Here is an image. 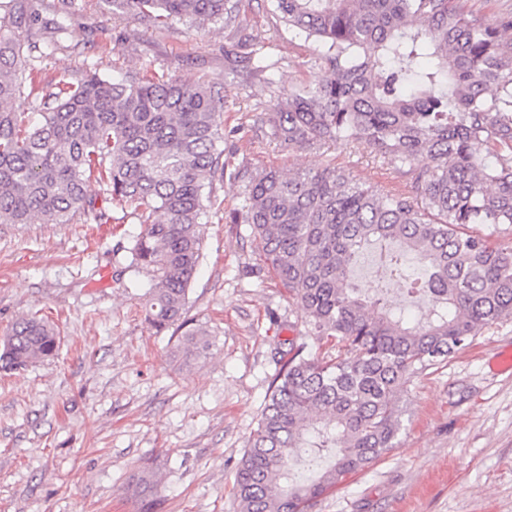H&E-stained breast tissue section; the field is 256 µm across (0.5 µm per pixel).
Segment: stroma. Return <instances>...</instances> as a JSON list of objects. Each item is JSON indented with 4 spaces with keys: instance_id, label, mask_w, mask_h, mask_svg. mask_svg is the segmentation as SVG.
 <instances>
[{
    "instance_id": "1",
    "label": "stroma",
    "mask_w": 512,
    "mask_h": 512,
    "mask_svg": "<svg viewBox=\"0 0 512 512\" xmlns=\"http://www.w3.org/2000/svg\"><path fill=\"white\" fill-rule=\"evenodd\" d=\"M240 19L265 43L266 79L229 74L222 26H147L97 0H76L60 49L41 65L45 84L148 70L221 91L224 179L212 194L220 212L204 220L186 312L210 346L173 358L183 329L147 319L150 277L130 265L141 230L134 205L113 208L95 184L109 223L77 214L66 224H0V336L32 313L61 336L54 357L0 370V512H236L235 473L281 352L294 340L314 356L336 353L308 335L247 225L224 216L242 212L249 177L269 167L336 165L390 191L407 190L410 177L363 141L301 149L271 138L264 118L278 96L316 84L326 66L309 67L318 44L275 27L267 0H242ZM508 347L511 316L413 374L395 448L307 512H512V375L489 368ZM145 467L154 477L143 494Z\"/></svg>"
}]
</instances>
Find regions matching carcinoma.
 <instances>
[{
  "instance_id": "1",
  "label": "carcinoma",
  "mask_w": 512,
  "mask_h": 512,
  "mask_svg": "<svg viewBox=\"0 0 512 512\" xmlns=\"http://www.w3.org/2000/svg\"><path fill=\"white\" fill-rule=\"evenodd\" d=\"M0 0V224H89L91 184L112 203L142 209L132 266L151 276L145 303L160 329L186 323L202 257L209 189L224 178L217 144L223 97L204 81L131 72L120 81L95 73L54 89L35 86L40 59L57 47L74 0ZM148 26L178 20L235 32L224 48L253 41L235 28L240 0H97ZM288 29L320 45L327 66L313 86L288 91L268 114L270 135L290 146L365 141L397 170L411 193L359 183L345 170L287 175L264 169L248 181L244 217L268 268L297 301L308 332L336 343L313 357L289 343L272 375L257 428L235 478L238 512H306L309 503L395 447L397 405L416 370L448 359L483 328L512 315V247L464 232L470 224H512V11L495 20L456 0H270ZM39 101L41 121L20 109ZM424 158L427 164L416 167ZM391 275L414 255L428 271L410 293L435 301L426 317L356 287L350 267L373 246ZM203 328L175 353L209 347ZM60 336L45 318L17 320L0 341V369L54 356ZM304 462L313 475L297 480Z\"/></svg>"
}]
</instances>
